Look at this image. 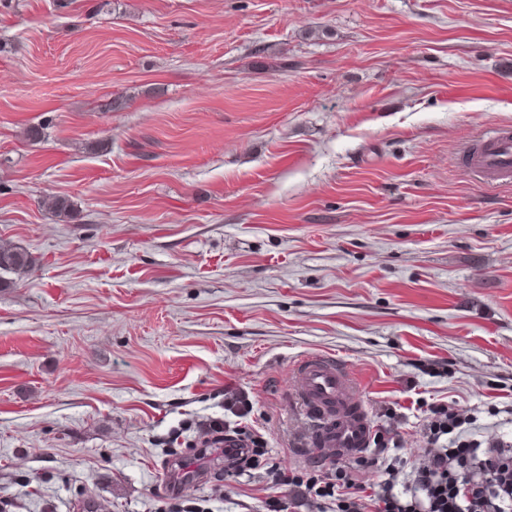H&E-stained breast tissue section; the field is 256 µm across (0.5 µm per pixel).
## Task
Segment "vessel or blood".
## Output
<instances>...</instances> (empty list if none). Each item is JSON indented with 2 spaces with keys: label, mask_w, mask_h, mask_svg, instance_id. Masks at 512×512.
<instances>
[{
  "label": "vessel or blood",
  "mask_w": 512,
  "mask_h": 512,
  "mask_svg": "<svg viewBox=\"0 0 512 512\" xmlns=\"http://www.w3.org/2000/svg\"><path fill=\"white\" fill-rule=\"evenodd\" d=\"M467 167L487 181L512 178V130L496 129L469 147ZM293 383L303 413L316 419L320 450L351 458L370 444L373 425L355 380L335 358L312 354L294 367Z\"/></svg>",
  "instance_id": "b4317fda"
}]
</instances>
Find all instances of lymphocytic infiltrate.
<instances>
[{"label":"lymphocytic infiltrate","mask_w":512,"mask_h":512,"mask_svg":"<svg viewBox=\"0 0 512 512\" xmlns=\"http://www.w3.org/2000/svg\"><path fill=\"white\" fill-rule=\"evenodd\" d=\"M426 438L418 460L381 470L377 482L361 481L354 465L329 478L305 471H276V484L321 512H512V441H481L460 414L440 404L426 410Z\"/></svg>","instance_id":"1"}]
</instances>
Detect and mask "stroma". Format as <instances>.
<instances>
[{
	"label": "stroma",
	"mask_w": 512,
	"mask_h": 512,
	"mask_svg": "<svg viewBox=\"0 0 512 512\" xmlns=\"http://www.w3.org/2000/svg\"><path fill=\"white\" fill-rule=\"evenodd\" d=\"M507 125L512 0H0V246L35 258L0 288V512H266L202 426L248 399L272 468L332 472L310 354L396 434L365 483L431 403L512 435V183L459 163Z\"/></svg>",
	"instance_id": "stroma-1"
}]
</instances>
